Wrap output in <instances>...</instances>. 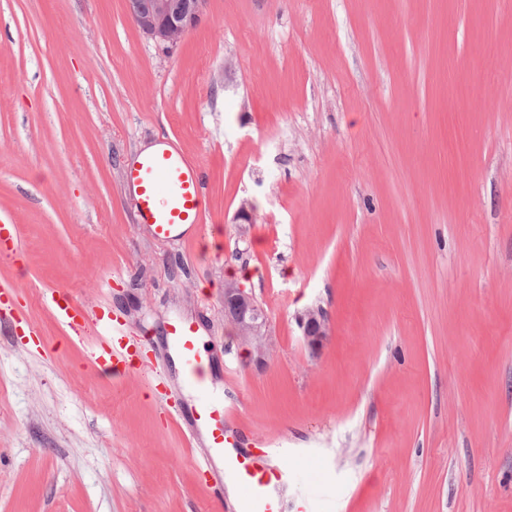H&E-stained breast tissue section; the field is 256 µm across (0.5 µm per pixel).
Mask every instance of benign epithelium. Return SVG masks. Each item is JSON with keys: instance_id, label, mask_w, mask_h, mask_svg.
I'll return each instance as SVG.
<instances>
[{"instance_id": "1", "label": "benign epithelium", "mask_w": 512, "mask_h": 512, "mask_svg": "<svg viewBox=\"0 0 512 512\" xmlns=\"http://www.w3.org/2000/svg\"><path fill=\"white\" fill-rule=\"evenodd\" d=\"M205 0H127L128 10L137 26L165 46H174L199 20ZM224 316L238 331L240 343L248 353L265 362L272 350L268 322L253 293L229 281L224 286ZM303 339L313 352L319 350L328 335V323L320 309L307 311L300 319Z\"/></svg>"}]
</instances>
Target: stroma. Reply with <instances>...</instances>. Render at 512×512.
Listing matches in <instances>:
<instances>
[{
	"label": "stroma",
	"instance_id": "35a3bbf8",
	"mask_svg": "<svg viewBox=\"0 0 512 512\" xmlns=\"http://www.w3.org/2000/svg\"><path fill=\"white\" fill-rule=\"evenodd\" d=\"M155 141L204 171L182 239L126 184ZM0 218L25 249L0 259V512H236L171 419L196 402L175 319L287 470L281 512H512V0H205L170 48L126 0H0ZM233 277L266 366L224 318ZM52 287L120 316L168 397L90 366ZM224 316L238 331L240 343L257 362L264 364L265 356L272 350L268 339V322L265 313L252 292L240 284L229 281L224 286ZM303 339L311 351L316 352L323 345L328 335V323L320 309L307 311L300 319Z\"/></svg>",
	"mask_w": 512,
	"mask_h": 512
}]
</instances>
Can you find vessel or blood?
<instances>
[{
	"label": "vessel or blood",
	"instance_id": "obj_1",
	"mask_svg": "<svg viewBox=\"0 0 512 512\" xmlns=\"http://www.w3.org/2000/svg\"><path fill=\"white\" fill-rule=\"evenodd\" d=\"M126 181L137 188L140 223L149 225L156 239H170L176 225L200 224L204 175L200 166L189 163L184 156L165 152L145 157L127 171ZM44 299L75 336L96 334L90 352L94 367L116 377L142 373L145 364L139 359L140 347L118 318L104 310L89 312L65 290H48ZM166 341L185 366V387L198 395L197 404L188 412L189 431L205 436L208 453L198 463L197 473L206 479L209 500L216 504L224 499V480L212 474V455L232 448L236 454L227 459L226 465L240 484L242 512H281L279 501L269 494L268 487L285 483L288 473L263 467L254 456L239 452L240 437L231 427L232 414L223 402L212 398L204 376L208 353L199 344L194 323L169 322Z\"/></svg>",
	"mask_w": 512,
	"mask_h": 512
}]
</instances>
